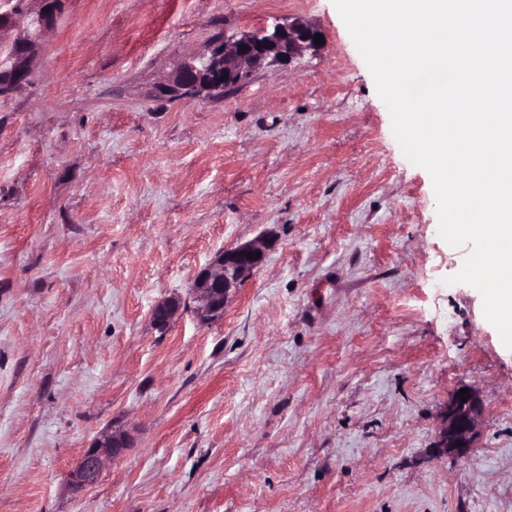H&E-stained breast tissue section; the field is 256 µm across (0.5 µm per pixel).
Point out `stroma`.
Listing matches in <instances>:
<instances>
[{
  "label": "stroma",
  "mask_w": 512,
  "mask_h": 512,
  "mask_svg": "<svg viewBox=\"0 0 512 512\" xmlns=\"http://www.w3.org/2000/svg\"><path fill=\"white\" fill-rule=\"evenodd\" d=\"M320 47L219 99L160 96L220 38ZM268 239L224 317L216 252ZM332 0H64L0 97V512H512V348ZM468 457L436 458L460 386ZM126 454L72 493L105 427ZM268 248L262 239L225 248L196 271L191 291L197 303L194 314L199 323L209 324L223 318L234 290L265 264ZM256 252L260 253L259 258H247ZM182 309V303L177 299H166L160 301L153 307L151 313L152 323L156 329L166 330ZM468 389L466 402H462L459 391ZM484 406L475 390L460 386L448 399L441 417V424L435 442L436 456L464 458L474 447L478 424Z\"/></svg>",
  "instance_id": "1"
}]
</instances>
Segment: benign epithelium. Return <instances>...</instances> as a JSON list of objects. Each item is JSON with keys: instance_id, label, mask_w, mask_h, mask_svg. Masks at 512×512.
<instances>
[{"instance_id": "obj_1", "label": "benign epithelium", "mask_w": 512, "mask_h": 512, "mask_svg": "<svg viewBox=\"0 0 512 512\" xmlns=\"http://www.w3.org/2000/svg\"><path fill=\"white\" fill-rule=\"evenodd\" d=\"M26 2L21 0L17 8L0 12V40L5 33L18 31L10 45L9 59L11 67L24 74L31 72L36 50L59 13L54 7L56 0H35L38 3L35 9L23 7ZM318 34L320 31L313 26L294 21L226 39L184 61L172 78L160 86V91L174 97L198 98L205 93L232 90L245 84L259 65L289 63L304 49L315 46ZM267 251L268 244L262 239L225 248L196 271L191 291L199 323L209 324L223 318L234 290L265 264ZM256 252L260 257H252ZM182 309L177 299L160 301L153 307L152 323L156 329L165 330ZM483 412V403L473 388H468L464 401L459 392H454L442 413L435 442L436 456H468ZM129 446L126 432L111 426L102 430L67 474L71 490L80 493L94 485L106 463L123 456Z\"/></svg>"}]
</instances>
